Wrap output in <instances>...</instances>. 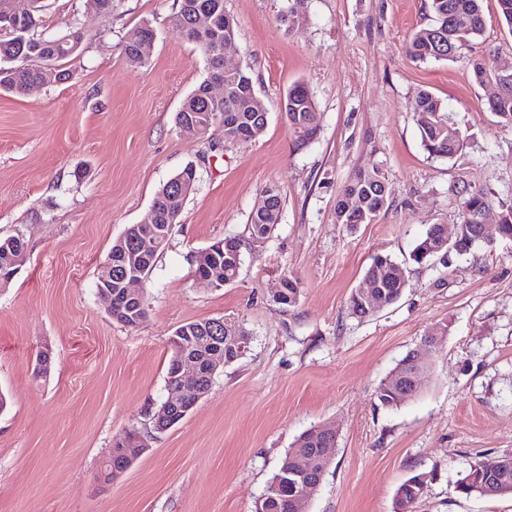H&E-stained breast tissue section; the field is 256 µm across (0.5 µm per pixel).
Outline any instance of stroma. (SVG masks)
<instances>
[{
    "label": "stroma",
    "instance_id": "35a3bbf8",
    "mask_svg": "<svg viewBox=\"0 0 512 512\" xmlns=\"http://www.w3.org/2000/svg\"><path fill=\"white\" fill-rule=\"evenodd\" d=\"M178 0H116L111 14L85 0H42L40 28L84 34L63 61L70 80L0 92V236L22 233L27 260L0 289V512H255L298 435L331 424L337 446L304 512H392L398 487L428 476L416 512H512L511 497L466 496L459 471L512 454V240L410 259L432 224L455 227L460 192L491 188L512 203V129L475 81L468 59L512 66V29L484 0L481 37L457 60L413 61L406 43L431 24L430 0H224L236 23L226 61L245 69L264 100V133L224 141L183 134L175 116L206 75V61L172 21ZM150 22L146 67L125 63L121 36ZM305 83L322 116L316 140L294 150L281 102ZM447 106L468 146L429 158L408 110L419 91ZM199 180L145 284L146 318L112 320L96 291L99 268L131 224L147 220L158 189L187 164ZM380 168L389 208L373 223H337L336 197L361 170ZM280 222L252 238L248 217L268 185ZM237 236L233 284L196 280L192 257ZM406 271L402 298L366 319L349 298L374 256ZM301 283L295 306L273 296L284 275ZM223 317L251 343L220 366L209 392L170 429L150 413L166 397L169 338L180 325ZM422 391L395 408L376 389L428 332ZM49 373L35 372L42 348ZM147 448L112 485L97 474L129 430Z\"/></svg>",
    "mask_w": 512,
    "mask_h": 512
}]
</instances>
